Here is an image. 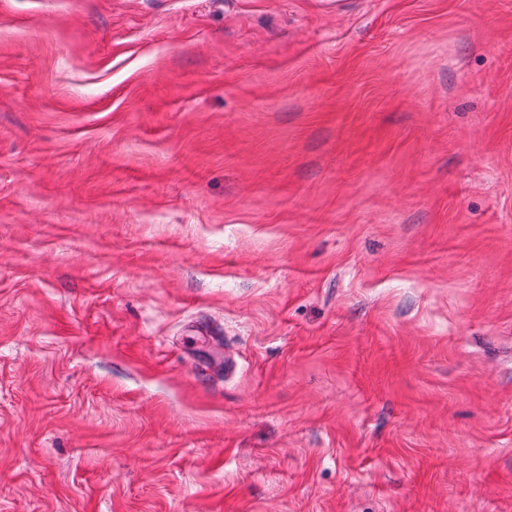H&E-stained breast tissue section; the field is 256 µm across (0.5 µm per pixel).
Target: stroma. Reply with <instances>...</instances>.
<instances>
[{
    "mask_svg": "<svg viewBox=\"0 0 512 512\" xmlns=\"http://www.w3.org/2000/svg\"><path fill=\"white\" fill-rule=\"evenodd\" d=\"M0 512H512V0H0Z\"/></svg>",
    "mask_w": 512,
    "mask_h": 512,
    "instance_id": "stroma-1",
    "label": "stroma"
}]
</instances>
